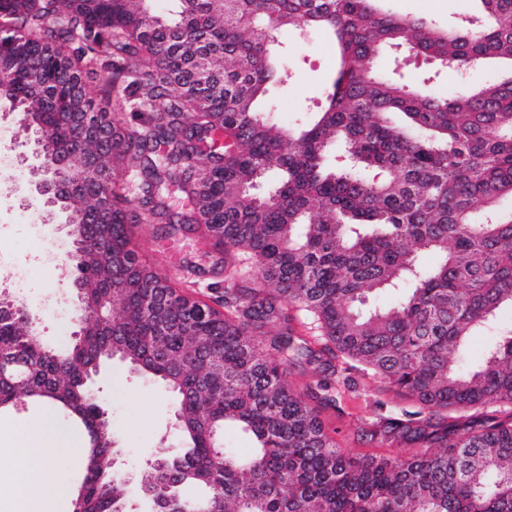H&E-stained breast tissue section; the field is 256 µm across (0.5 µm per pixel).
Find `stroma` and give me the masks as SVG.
<instances>
[{"label":"stroma","instance_id":"1","mask_svg":"<svg viewBox=\"0 0 512 512\" xmlns=\"http://www.w3.org/2000/svg\"><path fill=\"white\" fill-rule=\"evenodd\" d=\"M384 8L404 17L421 18L442 28H454L457 18L471 9V0H384ZM275 50L288 71L284 83L272 86L264 102L265 111L283 126L301 122L317 111L323 92L337 65L334 43L318 32L298 28L281 30ZM377 74L410 86L426 85L444 95L458 87L455 73L443 70L429 77L430 66L409 57L403 50L386 49L375 61ZM59 233L56 225L40 221L37 200L21 178L0 175V290L15 279L28 285L25 300L39 321L48 344L60 348L77 331L75 303L69 293L75 271L57 255ZM132 242L140 259L167 277L170 285L213 307H221L223 288L214 284L211 272L216 259L194 232L169 234L161 224L141 223L133 229ZM45 255L43 265L28 266L31 251ZM199 269L197 276L184 279L187 266ZM336 404L322 410L321 417L337 431L336 439L352 455H377L376 444L360 440V427L383 415L417 411V404L391 391L377 377L352 368L337 373ZM103 406L112 417V435L121 454L115 469L133 475L146 462L171 453L178 439L172 428L174 397L157 381L138 377L119 360L108 362L97 381Z\"/></svg>","mask_w":512,"mask_h":512}]
</instances>
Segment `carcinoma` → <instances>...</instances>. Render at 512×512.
<instances>
[{
  "mask_svg": "<svg viewBox=\"0 0 512 512\" xmlns=\"http://www.w3.org/2000/svg\"><path fill=\"white\" fill-rule=\"evenodd\" d=\"M149 2L0 0V93L24 142L68 146L67 216H101L85 227L97 255L82 295L110 308L77 313L78 343L59 355L0 296V415L55 407L88 445L75 506L132 512L85 381L114 353L176 398L181 446L136 475L143 492L212 512H512V325L480 359L468 349L512 307V211L495 208L512 196V0H474L478 16L454 30L380 0H174L169 15ZM288 27L340 51L322 110L295 129L258 107L288 79L272 51ZM393 47L461 76L478 62L505 73L422 94L375 73ZM93 71L107 75L99 104ZM87 121L109 150L73 138ZM271 172L274 191L258 194ZM143 220L213 242L224 311L139 260L130 225ZM425 253L438 262L421 266ZM404 281L395 306L366 309ZM299 312L322 334L295 335ZM340 358L417 403L362 430L397 455L351 457L320 419ZM312 364L292 388L287 371ZM491 405L499 415L483 416ZM229 425L248 455L224 444Z\"/></svg>",
  "mask_w": 512,
  "mask_h": 512,
  "instance_id": "carcinoma-1",
  "label": "carcinoma"
}]
</instances>
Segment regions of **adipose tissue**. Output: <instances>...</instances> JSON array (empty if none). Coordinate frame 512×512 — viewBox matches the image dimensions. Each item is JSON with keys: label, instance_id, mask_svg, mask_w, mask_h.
I'll return each mask as SVG.
<instances>
[{"label": "adipose tissue", "instance_id": "adipose-tissue-1", "mask_svg": "<svg viewBox=\"0 0 512 512\" xmlns=\"http://www.w3.org/2000/svg\"><path fill=\"white\" fill-rule=\"evenodd\" d=\"M78 454L79 448L63 428L35 421L27 432L0 435V512H60L68 493L54 481L51 466L59 451Z\"/></svg>", "mask_w": 512, "mask_h": 512}]
</instances>
